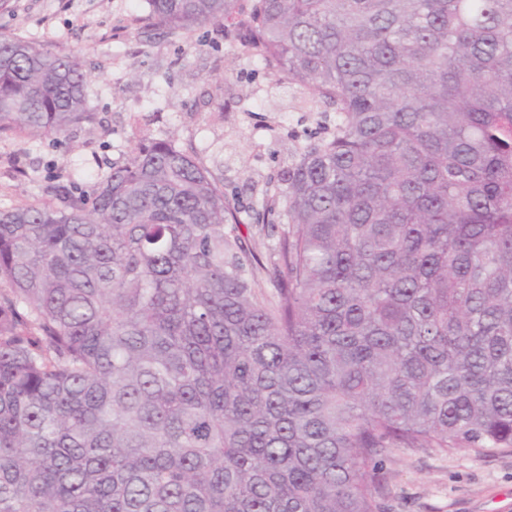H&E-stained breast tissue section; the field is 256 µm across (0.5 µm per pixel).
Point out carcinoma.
I'll use <instances>...</instances> for the list:
<instances>
[{
    "label": "carcinoma",
    "mask_w": 512,
    "mask_h": 512,
    "mask_svg": "<svg viewBox=\"0 0 512 512\" xmlns=\"http://www.w3.org/2000/svg\"><path fill=\"white\" fill-rule=\"evenodd\" d=\"M145 2L238 19L336 127L269 290L172 140L0 210V512H380L395 449H512V0ZM85 86L0 34V132L66 138Z\"/></svg>",
    "instance_id": "cac0c4a2"
}]
</instances>
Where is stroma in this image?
<instances>
[{
  "mask_svg": "<svg viewBox=\"0 0 512 512\" xmlns=\"http://www.w3.org/2000/svg\"><path fill=\"white\" fill-rule=\"evenodd\" d=\"M144 0H10L0 32L78 57L94 118L61 142L0 133V209L92 194L100 175L150 139H171L218 179L248 252L267 261L278 229L263 204L284 195L295 154L332 133L331 105L265 68L220 25L144 40ZM382 512H512V450H394L382 461Z\"/></svg>",
  "mask_w": 512,
  "mask_h": 512,
  "instance_id": "stroma-1",
  "label": "stroma"
}]
</instances>
